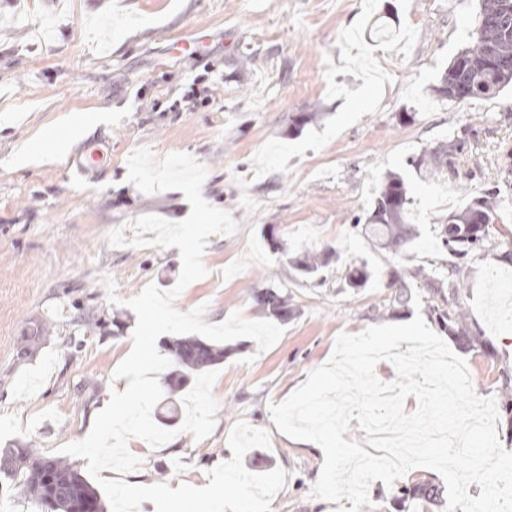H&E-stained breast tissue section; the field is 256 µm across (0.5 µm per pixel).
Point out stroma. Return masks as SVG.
I'll return each mask as SVG.
<instances>
[{"instance_id": "obj_1", "label": "stroma", "mask_w": 512, "mask_h": 512, "mask_svg": "<svg viewBox=\"0 0 512 512\" xmlns=\"http://www.w3.org/2000/svg\"><path fill=\"white\" fill-rule=\"evenodd\" d=\"M479 10V0H0V449L30 444L52 457L83 440L131 343L125 299L179 277L178 248L109 242L117 229L133 238L140 217L178 222L190 212L182 192L128 183V159L142 148L194 157L207 170L203 197L237 223L209 236L207 274L176 308L207 304L209 324L236 311L259 320L253 295L277 284L292 315L266 351L226 342L210 436L194 440L157 403L153 421L174 438L155 450L129 439L139 467L102 478L202 484L231 459L228 435L243 420L272 437L246 453V469L286 472L271 512H335L310 495L323 457L274 430L269 406L328 361L338 334L415 317L410 300L383 311L391 274L411 294L425 291L416 269L447 275L439 225L491 183L501 195L490 245L469 259L462 301L497 355L457 354L477 394L497 396L499 368L512 367V292L493 287L494 274H512V87L464 103L434 93ZM81 114L89 130L54 143ZM455 138L460 165L420 178L413 160ZM87 145L110 151L96 174L74 176L71 154ZM390 173L407 182L414 235L397 253L353 227ZM270 229L291 255L333 247L342 260L326 283L301 277L267 242ZM351 261L368 263L366 287L348 286ZM108 278L120 304L108 300ZM35 325L43 337L21 354Z\"/></svg>"}]
</instances>
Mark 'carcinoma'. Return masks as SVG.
Listing matches in <instances>:
<instances>
[{"instance_id": "carcinoma-1", "label": "carcinoma", "mask_w": 512, "mask_h": 512, "mask_svg": "<svg viewBox=\"0 0 512 512\" xmlns=\"http://www.w3.org/2000/svg\"><path fill=\"white\" fill-rule=\"evenodd\" d=\"M495 47L500 65L491 71L485 67L484 57L489 47ZM512 84V29L507 30L488 26L475 30L471 44L459 52L448 65L440 84L434 88L436 95L450 101L460 93L466 99L493 98L505 87ZM463 151V141L450 140L448 146H442L415 163V167L424 166L436 171L441 161L448 160L453 167L458 153ZM499 189L491 188L481 199L470 201L461 211L448 214V221L440 225L442 246L452 258L451 275L448 285H436L431 288L434 299L427 302L428 312L446 335L452 337L465 349H472L481 343L478 336L471 334L459 299L464 278L462 271L468 259L485 250L489 236V224L493 223ZM410 204L406 182L401 175L390 174L381 182L365 217L361 231L374 240H382L391 248L400 249L407 242V234L401 232L407 223V211ZM339 256L335 248L323 254L305 251L290 263L304 277L320 276L322 269L329 265V259ZM371 278L367 262L354 268L347 275L349 287L361 288ZM257 306L268 314L285 321L291 314L288 309V293L271 286L253 295ZM169 350L173 352L176 369L169 378L167 396L185 386L192 375L224 359V348L206 342L197 337H180L172 341ZM500 382L499 409L502 417L512 426V370L504 369L498 376ZM8 457L10 463L0 464V474L10 480L13 486L28 499L39 504L45 488V472L38 466L44 456L36 448H8L0 450V460ZM55 476L67 483L68 495L58 499L55 512H75L83 500L96 504V512H105V504L99 491L81 474L70 460L62 457L50 458ZM425 500L435 507L443 506L442 491L428 480L412 485H403L396 489L394 501L398 507L408 510L411 503Z\"/></svg>"}]
</instances>
